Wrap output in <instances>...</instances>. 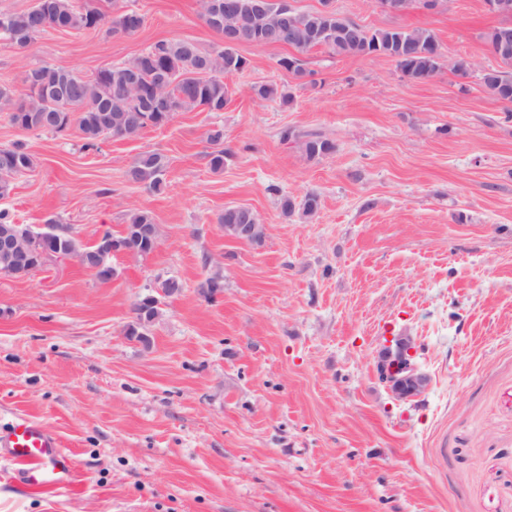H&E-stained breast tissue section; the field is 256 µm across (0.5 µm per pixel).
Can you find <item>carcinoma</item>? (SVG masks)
Instances as JSON below:
<instances>
[{"mask_svg": "<svg viewBox=\"0 0 512 512\" xmlns=\"http://www.w3.org/2000/svg\"><path fill=\"white\" fill-rule=\"evenodd\" d=\"M241 3L242 13L254 32H268L276 26L283 27V38H288V14L281 12L282 0H264L256 7L257 0H229ZM128 15H136L140 23L145 16L131 8L117 12L111 19L90 4L79 6L76 0H35L32 7L20 12H0L8 21V30L0 36L19 49L31 46L47 29L62 31L91 30L108 24L107 31L114 35H127ZM305 29L290 43L299 53L318 46L309 35L324 33L331 38L326 46L334 55L359 56L361 49L349 38L353 20L338 12L325 16L320 11L302 12ZM363 44L368 55L391 58L401 73L411 79L433 78L440 70L439 43L427 29L391 27L385 29L363 28ZM139 66L140 85L130 87L129 67ZM248 66L245 57L230 45L202 49L185 40L158 41L134 59L99 69L91 78L74 71L57 67L48 62L34 64L39 87H27L17 93L0 87V110L8 113L10 122L24 131L65 132L71 122H76L84 147L93 149L105 137L134 139L150 127L172 121L179 112L202 108L209 112H222L231 92L226 79L242 72ZM485 91L499 98L504 85L512 84V73L488 69L482 76ZM258 100H280L286 104L288 93L271 84L254 86ZM207 141L214 146L209 154L213 171L224 170V160L230 152L224 149V130L214 127L207 132ZM307 158L316 159L335 150L332 141L311 133L302 142ZM34 161L23 145L0 148V199L9 196L13 181L33 168ZM168 158L159 152L139 154L125 172L127 181L142 186L153 193L165 187ZM281 208L290 216L300 212L313 215L320 207L319 196L311 192L301 204L289 197H282ZM220 224H257L255 211L224 209L217 218ZM37 250L43 247L68 249L73 241L62 235L52 239L29 240Z\"/></svg>", "mask_w": 512, "mask_h": 512, "instance_id": "carcinoma-1", "label": "carcinoma"}]
</instances>
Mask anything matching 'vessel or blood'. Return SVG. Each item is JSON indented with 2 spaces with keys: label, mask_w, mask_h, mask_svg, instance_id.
<instances>
[{
  "label": "vessel or blood",
  "mask_w": 512,
  "mask_h": 512,
  "mask_svg": "<svg viewBox=\"0 0 512 512\" xmlns=\"http://www.w3.org/2000/svg\"><path fill=\"white\" fill-rule=\"evenodd\" d=\"M0 456L13 461L24 486L34 490L58 488L74 480L70 453L47 427L27 417L16 418L0 434Z\"/></svg>",
  "instance_id": "obj_1"
}]
</instances>
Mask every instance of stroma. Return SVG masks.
I'll return each mask as SVG.
<instances>
[{
  "label": "stroma",
  "instance_id": "35a3bbf8",
  "mask_svg": "<svg viewBox=\"0 0 512 512\" xmlns=\"http://www.w3.org/2000/svg\"><path fill=\"white\" fill-rule=\"evenodd\" d=\"M105 15L145 14L130 36L106 27L46 30L27 49L0 39V86L23 91L43 60L93 76L159 40L222 39L199 0H95ZM370 29L425 28L447 60L427 82L384 56L302 54L307 79L278 61L288 46H240L221 112L178 113L133 140L85 149L77 125L26 132L0 112V147L33 168L14 181L16 223L73 225L85 242L149 211L150 254L114 255L99 280L50 258L0 275V429L23 414L70 451L80 482L51 492L12 482L0 458V512H512V114L481 85L500 68L485 0L416 6L334 0ZM473 59L459 79L449 62ZM273 84L288 104L253 98ZM232 154L209 165V128ZM336 149L310 160L284 129ZM167 156L163 192L130 184L143 152ZM320 197L311 218L281 197ZM250 206L270 227L259 246L226 240L217 217ZM219 274L224 291H199ZM178 278L150 347L129 340L132 304ZM408 331L431 383L395 399L375 378L391 336Z\"/></svg>",
  "mask_w": 512,
  "mask_h": 512
}]
</instances>
